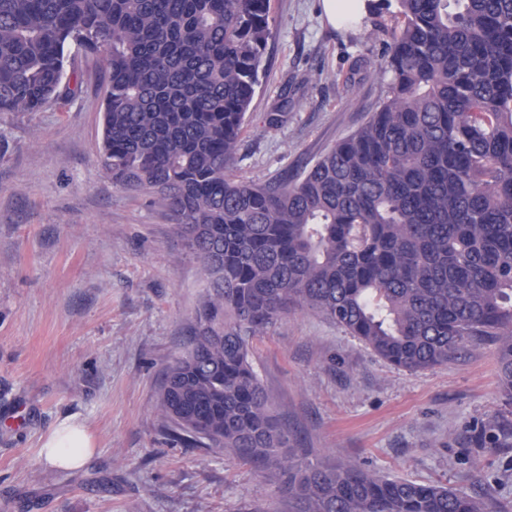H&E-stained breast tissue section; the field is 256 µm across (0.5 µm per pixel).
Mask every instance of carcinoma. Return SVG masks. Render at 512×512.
<instances>
[{"instance_id": "cac0c4a2", "label": "carcinoma", "mask_w": 512, "mask_h": 512, "mask_svg": "<svg viewBox=\"0 0 512 512\" xmlns=\"http://www.w3.org/2000/svg\"><path fill=\"white\" fill-rule=\"evenodd\" d=\"M386 99L304 175L227 177L272 37L271 0H0V112L79 91L101 56L102 163L176 219L204 300L156 409L187 448L262 465L289 512H501L289 446L250 340L294 307L407 371L495 345L507 410L472 441L512 448V0H396Z\"/></svg>"}]
</instances>
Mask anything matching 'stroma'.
I'll return each mask as SVG.
<instances>
[{"label": "stroma", "mask_w": 512, "mask_h": 512, "mask_svg": "<svg viewBox=\"0 0 512 512\" xmlns=\"http://www.w3.org/2000/svg\"><path fill=\"white\" fill-rule=\"evenodd\" d=\"M266 75L234 178L296 177L385 99L396 5L336 28L322 0H271ZM82 88L41 112H0V512H288L277 481L228 452L187 448L155 409L164 369L202 301L199 265L151 193L101 160L99 56ZM286 110L268 127L266 115ZM275 416L309 460L443 483L512 512V448L470 435L503 408L495 348L409 373L321 314L295 308L251 342ZM74 419L94 439L77 469L39 457Z\"/></svg>", "instance_id": "35a3bbf8"}]
</instances>
